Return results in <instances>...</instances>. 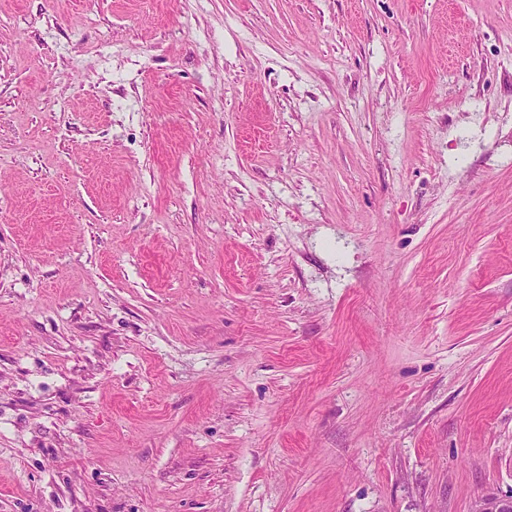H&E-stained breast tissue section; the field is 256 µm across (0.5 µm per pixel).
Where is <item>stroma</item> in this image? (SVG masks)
<instances>
[{
	"instance_id": "stroma-1",
	"label": "stroma",
	"mask_w": 512,
	"mask_h": 512,
	"mask_svg": "<svg viewBox=\"0 0 512 512\" xmlns=\"http://www.w3.org/2000/svg\"><path fill=\"white\" fill-rule=\"evenodd\" d=\"M512 494V0H0V512Z\"/></svg>"
}]
</instances>
